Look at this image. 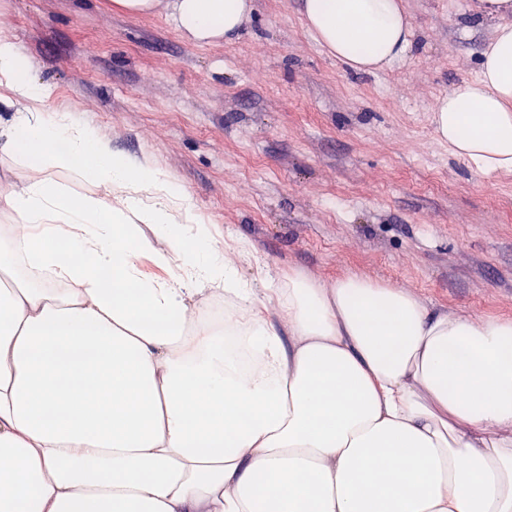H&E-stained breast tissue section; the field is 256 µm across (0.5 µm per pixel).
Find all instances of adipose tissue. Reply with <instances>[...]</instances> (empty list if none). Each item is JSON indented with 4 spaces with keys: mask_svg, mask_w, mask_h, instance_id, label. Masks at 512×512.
<instances>
[{
    "mask_svg": "<svg viewBox=\"0 0 512 512\" xmlns=\"http://www.w3.org/2000/svg\"><path fill=\"white\" fill-rule=\"evenodd\" d=\"M483 3L500 22L479 74L430 120L490 176L512 172V0ZM113 4L167 8L200 45L253 10ZM301 13L355 72L410 46L403 0H303ZM0 87L24 166L0 191L13 221L0 240V512H512V320L437 312L363 275L248 279L250 247L223 243L170 173L69 112L40 117L45 90L1 36ZM57 167L97 193H67ZM146 257L167 278L145 274ZM203 295L223 297L221 320Z\"/></svg>",
    "mask_w": 512,
    "mask_h": 512,
    "instance_id": "1",
    "label": "adipose tissue"
}]
</instances>
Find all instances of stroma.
I'll return each instance as SVG.
<instances>
[{
	"label": "stroma",
	"mask_w": 512,
	"mask_h": 512,
	"mask_svg": "<svg viewBox=\"0 0 512 512\" xmlns=\"http://www.w3.org/2000/svg\"><path fill=\"white\" fill-rule=\"evenodd\" d=\"M253 3L217 45L111 0H0V35L32 60L44 114L72 111L170 172L272 275L359 274L512 319V174L476 173L430 123L480 70L496 22L479 0H406L410 48L374 73L316 43L300 0Z\"/></svg>",
	"instance_id": "1"
}]
</instances>
